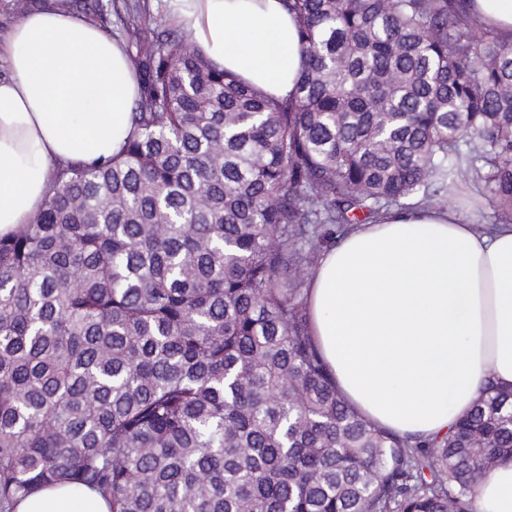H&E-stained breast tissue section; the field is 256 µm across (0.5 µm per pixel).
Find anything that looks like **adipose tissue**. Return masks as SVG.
Instances as JSON below:
<instances>
[{"label":"adipose tissue","instance_id":"obj_1","mask_svg":"<svg viewBox=\"0 0 512 512\" xmlns=\"http://www.w3.org/2000/svg\"><path fill=\"white\" fill-rule=\"evenodd\" d=\"M171 25L218 69L278 99L301 67L283 0H164ZM512 42V0H468ZM0 236L28 223L56 172L119 156L141 90L126 46L58 4L23 14L0 41ZM316 345L347 400L401 436H444L485 378L512 386V223L480 232L450 208L358 224L305 290ZM110 512L94 491L48 487L15 512ZM474 512H512V462L478 488Z\"/></svg>","mask_w":512,"mask_h":512}]
</instances>
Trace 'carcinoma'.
Returning <instances> with one entry per match:
<instances>
[{"label":"carcinoma","mask_w":512,"mask_h":512,"mask_svg":"<svg viewBox=\"0 0 512 512\" xmlns=\"http://www.w3.org/2000/svg\"><path fill=\"white\" fill-rule=\"evenodd\" d=\"M465 0H285L304 63L267 97L147 12L122 156L68 166L0 237V512L46 485L112 512H473L512 459L486 379L440 439L343 398L304 274L325 226L480 185L512 218V45Z\"/></svg>","instance_id":"1"}]
</instances>
